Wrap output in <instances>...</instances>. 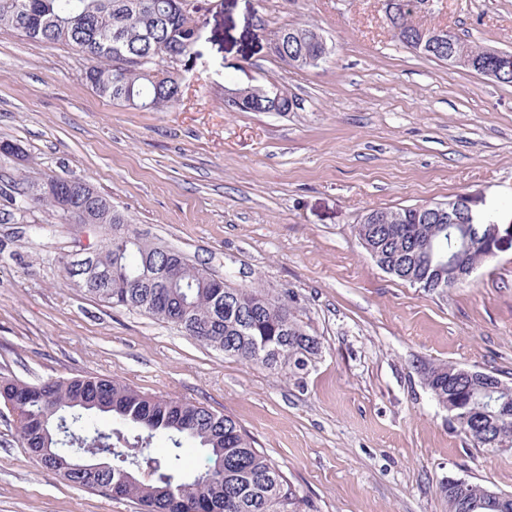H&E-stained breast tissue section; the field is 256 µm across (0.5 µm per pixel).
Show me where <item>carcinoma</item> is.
I'll use <instances>...</instances> for the list:
<instances>
[{
    "label": "carcinoma",
    "mask_w": 512,
    "mask_h": 512,
    "mask_svg": "<svg viewBox=\"0 0 512 512\" xmlns=\"http://www.w3.org/2000/svg\"><path fill=\"white\" fill-rule=\"evenodd\" d=\"M415 0H397L386 13L395 39L404 46L426 29L416 20ZM205 0H0V27L25 38L61 44L84 56L90 65L84 79L99 96L117 104L150 111L168 109L182 96L175 65L190 54L193 26ZM318 29L301 24L281 29L290 58L322 51L315 42ZM472 59L468 71L512 84V52L484 48L453 35ZM162 55L164 79L152 74L153 59ZM262 105L279 99L286 112L300 109L299 99L271 83L251 90ZM31 184L0 195L19 209H51L62 219L60 196L28 192ZM87 219L100 225L104 248L97 259L110 270V287L83 292L104 303L142 312L176 326L200 344L228 358L282 371L302 381L320 351L318 337L295 316L292 298L272 299L255 286L231 287L224 279L189 262L175 248L180 283L168 288L158 282H135L144 263L161 245L129 229L128 216L93 188ZM374 217L396 216L390 224H357L355 234L375 263L412 286L434 293L467 281L453 275L448 259L464 242L475 246L468 262L490 258L481 246L482 224L433 223L416 220L412 208L372 210ZM448 362L424 367L426 387L448 411V424L478 448L512 447V402L488 394L485 382L464 374ZM11 402L21 447L40 465L67 482L101 491L110 485L117 497L138 503L141 512H301L303 499L284 472L233 418L188 400L146 394L130 384L92 375L46 379L30 383L0 377V402ZM123 448L112 446V440ZM128 452L122 465L89 472L79 468L103 448ZM204 456L192 470L186 449ZM142 469L152 478L131 483L127 474ZM448 512H512V494L496 497L486 487L467 484L460 497L443 486Z\"/></svg>",
    "instance_id": "carcinoma-1"
}]
</instances>
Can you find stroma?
<instances>
[{"label": "stroma", "instance_id": "35a3bbf8", "mask_svg": "<svg viewBox=\"0 0 512 512\" xmlns=\"http://www.w3.org/2000/svg\"><path fill=\"white\" fill-rule=\"evenodd\" d=\"M385 0H206L181 103L134 110L98 97L87 60L0 28V181L75 175L130 228L233 285L290 295L321 352L303 383L224 357L171 325L93 300L63 258L98 230L52 211L0 222V376L93 374L235 418L286 473L303 512H448L450 479L512 494V448H475L448 425L423 365L512 382V85L394 41ZM512 51V0H438L423 15ZM309 23L332 53L291 68L274 31ZM283 85L294 112L224 107V89ZM466 197L501 251L468 285L427 293L385 273L355 224L372 209ZM0 512H140L74 486L22 448L0 404Z\"/></svg>", "mask_w": 512, "mask_h": 512}]
</instances>
